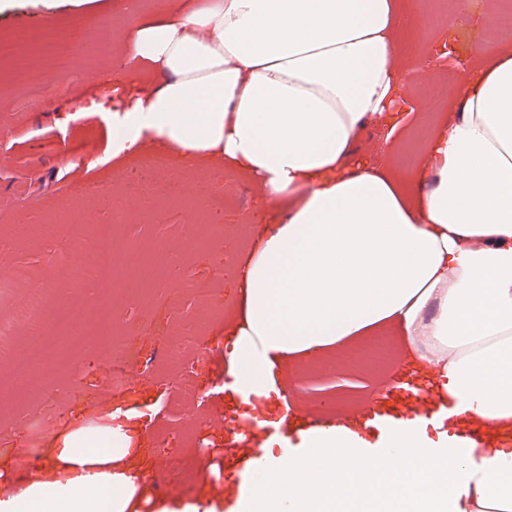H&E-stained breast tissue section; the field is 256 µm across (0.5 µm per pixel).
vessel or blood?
I'll use <instances>...</instances> for the list:
<instances>
[{
  "label": "vessel or blood",
  "mask_w": 512,
  "mask_h": 512,
  "mask_svg": "<svg viewBox=\"0 0 512 512\" xmlns=\"http://www.w3.org/2000/svg\"><path fill=\"white\" fill-rule=\"evenodd\" d=\"M447 406V400L440 396L428 375L403 374L373 401L368 415L376 419L390 435L400 430L403 420L429 419L440 415ZM269 434V429L263 426L258 416L225 429L224 467L229 475L224 482V512H244L250 493L246 477L266 467L267 461L259 454L258 448ZM455 436L454 448L460 455L492 444L503 448L512 446V426L502 428L465 419L458 423Z\"/></svg>",
  "instance_id": "vessel-or-blood-1"
}]
</instances>
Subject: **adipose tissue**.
Instances as JSON below:
<instances>
[{
	"label": "adipose tissue",
	"mask_w": 512,
	"mask_h": 512,
	"mask_svg": "<svg viewBox=\"0 0 512 512\" xmlns=\"http://www.w3.org/2000/svg\"><path fill=\"white\" fill-rule=\"evenodd\" d=\"M422 27L398 0H189L136 30L129 53L166 80L113 113V155L218 158L283 212L227 254L243 398L280 395L288 362L392 331L451 416L512 422V54L453 86L457 113L428 139L386 137L390 164L348 167L397 101L398 32ZM454 441L435 420L274 435L245 510L512 512V448L456 456ZM132 446L121 426H77L0 512H133Z\"/></svg>",
	"instance_id": "1"
}]
</instances>
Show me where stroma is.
<instances>
[{"instance_id": "1", "label": "stroma", "mask_w": 512, "mask_h": 512, "mask_svg": "<svg viewBox=\"0 0 512 512\" xmlns=\"http://www.w3.org/2000/svg\"><path fill=\"white\" fill-rule=\"evenodd\" d=\"M159 2L138 0L137 11L128 14L120 11L118 0H0V271L23 264L40 273L39 283L51 294L53 309L88 302L89 296L85 287L64 275L45 276V269L85 219L111 220L113 178L133 174L143 158L154 161L155 181L183 183L187 202L146 210L139 197L128 198L125 220L130 233L183 251L185 242L197 234V220L206 213L209 195L217 191L227 200L224 227L241 225L249 215L266 223L279 217L277 210L260 208L254 182L226 173L222 163L184 167L151 148L139 156H113V112L122 110L136 89H152L165 80L123 51L142 18L155 13ZM452 2L408 0L409 9L425 20L419 42L410 50L424 56L426 72L401 69L400 93L406 102L403 128H410L432 99L441 101L442 114H453L454 80L477 71L492 54L512 52V34L493 30L483 9L465 7L462 21L449 22ZM99 19L112 20L115 26L111 54L80 76L52 75L45 95L26 110H18L22 66L46 64L41 34L48 31L62 40L78 29L89 40ZM410 50L401 45L396 54L402 57ZM91 195L99 201L94 211L82 214L80 202ZM189 253L190 279L222 283L209 306H198L187 286L167 282L141 295L112 289L99 297L98 306L115 317L127 337L141 339L151 360L143 373L159 389V410L133 430L138 448L151 453L148 473L158 475L188 460L196 463L199 479L195 486L181 487V498L186 503H205L224 487L219 473L224 458L214 443L224 430V306L231 288L223 281L217 250L207 246ZM171 324L177 331L195 324L201 327L198 350L211 363L196 391L180 385L181 357L165 354L175 339L167 330ZM394 345L393 337L378 336L325 359L329 372L317 381L313 416L337 420L344 403L357 395V383L372 386L389 378ZM16 386L9 368L0 366V429L10 430L13 448L11 454L0 455V476L11 482L20 476L17 462L28 459L25 415L57 404L64 419L45 434L49 443L75 423H102L119 405L103 384L100 370L87 368L79 359L54 372L40 397L18 393L8 398V390Z\"/></svg>"}]
</instances>
